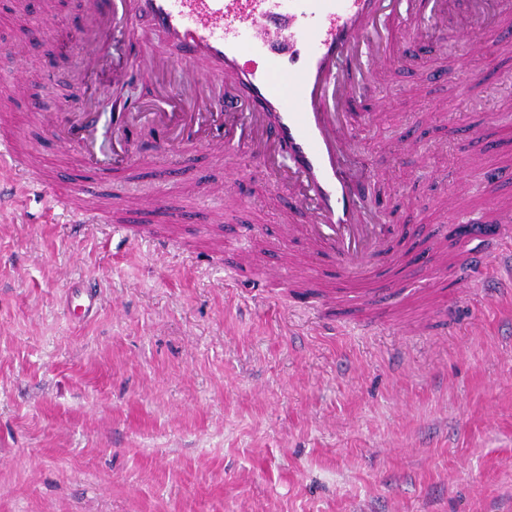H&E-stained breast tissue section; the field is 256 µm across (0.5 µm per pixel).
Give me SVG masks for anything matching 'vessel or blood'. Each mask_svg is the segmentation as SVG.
I'll return each instance as SVG.
<instances>
[{
    "label": "vessel or blood",
    "mask_w": 512,
    "mask_h": 512,
    "mask_svg": "<svg viewBox=\"0 0 512 512\" xmlns=\"http://www.w3.org/2000/svg\"><path fill=\"white\" fill-rule=\"evenodd\" d=\"M425 17L462 38L495 21L502 41L512 40V0H111L109 13L93 16L97 43H105L114 29L136 30L143 20L195 67L179 72L158 99L115 98L88 103L79 112H53L46 116L48 129L74 168L105 178L133 166L134 152L123 140L139 123L158 127L164 148L175 152L203 146L220 158L237 151L277 168V180L288 190L283 237L301 238L308 257H328L344 280L358 286L365 314L376 319L380 312L369 283L378 277L380 261L398 267L402 257L388 227L366 205L384 169L351 154L347 105L406 65L393 40V23ZM168 68L166 59L150 58L114 71L112 78L122 84ZM201 102L207 111L198 110ZM0 162L22 181L45 187L53 205L79 212L90 198L85 187L45 176L11 139L0 140ZM165 205L161 195L129 197L105 211L87 212V221L116 223L127 209ZM483 221L497 228L487 250L512 243V205L497 206ZM450 254L458 270L456 297L471 295L481 286L484 266L463 244ZM300 265L284 259L262 269L257 282L312 289L332 305L335 293L315 275H296ZM65 306L75 322L90 319L98 309L95 284L71 289Z\"/></svg>",
    "instance_id": "1"
}]
</instances>
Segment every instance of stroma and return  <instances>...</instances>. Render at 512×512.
I'll list each match as a JSON object with an SVG mask.
<instances>
[{
	"label": "stroma",
	"instance_id": "1",
	"mask_svg": "<svg viewBox=\"0 0 512 512\" xmlns=\"http://www.w3.org/2000/svg\"><path fill=\"white\" fill-rule=\"evenodd\" d=\"M39 17L48 31L33 41ZM89 25L84 0L49 11L29 0L22 16L0 0V81L19 47L35 67L60 56L42 80L54 110L79 111L91 94L153 99L152 79L86 73ZM495 31L462 42L427 22L398 28L416 61L350 112L356 153L387 169L375 185L386 223L409 227L395 244L411 271L394 288L377 279V324L355 320V293L331 325L282 289L233 282L213 258L232 254L240 224L260 228L256 266L305 251L279 235L285 188L248 157L218 169L201 148L160 150L153 126L137 125V188L165 192L184 215L158 214L165 250L78 223L40 186L0 181L13 201L0 210V512H512V252L452 317L435 313L456 274L435 254L455 231L452 175L468 173L473 213L512 196V92L501 88L512 50L496 49ZM151 53L189 65L149 25L134 40L113 30L116 63ZM443 71L477 81L475 100L437 81ZM37 110L17 103L0 137L66 168ZM477 127L497 144L470 138ZM223 181L246 186L229 223L188 191ZM86 280L102 305L75 325L64 296Z\"/></svg>",
	"mask_w": 512,
	"mask_h": 512
}]
</instances>
